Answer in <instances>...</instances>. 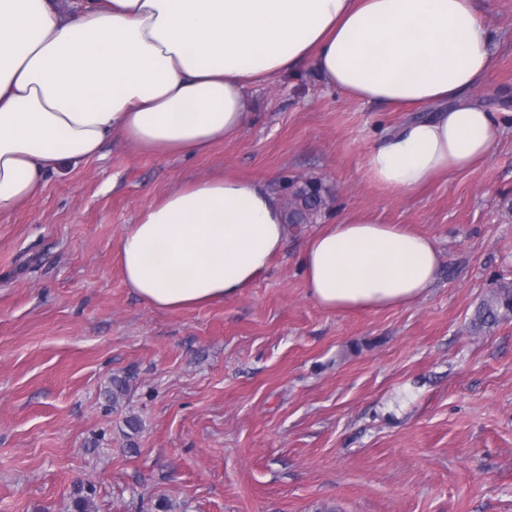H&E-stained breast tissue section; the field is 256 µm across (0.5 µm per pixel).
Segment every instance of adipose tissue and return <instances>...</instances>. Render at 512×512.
I'll use <instances>...</instances> for the list:
<instances>
[{
    "mask_svg": "<svg viewBox=\"0 0 512 512\" xmlns=\"http://www.w3.org/2000/svg\"><path fill=\"white\" fill-rule=\"evenodd\" d=\"M308 64L357 101L423 109L365 156L393 194L491 158L512 125L471 98L493 66L476 0H0V214L110 140L207 153L244 127L250 89ZM286 240L265 182L203 177L139 211L120 272L154 308H193L249 287ZM300 266L325 310H380L424 297L441 255L426 234L349 211L303 241Z\"/></svg>",
    "mask_w": 512,
    "mask_h": 512,
    "instance_id": "1",
    "label": "adipose tissue"
}]
</instances>
